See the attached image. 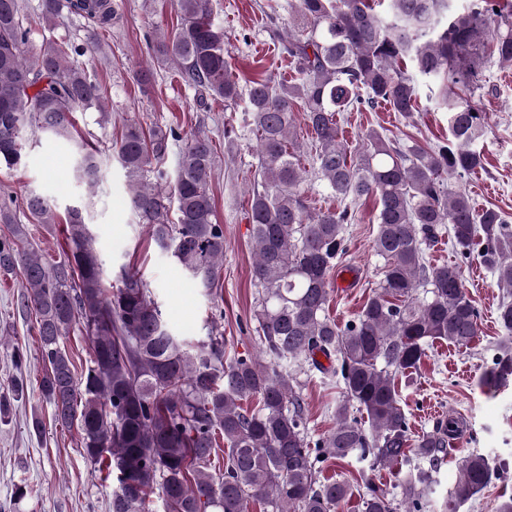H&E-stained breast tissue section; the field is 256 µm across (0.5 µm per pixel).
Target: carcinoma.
<instances>
[{"instance_id":"obj_1","label":"carcinoma","mask_w":512,"mask_h":512,"mask_svg":"<svg viewBox=\"0 0 512 512\" xmlns=\"http://www.w3.org/2000/svg\"><path fill=\"white\" fill-rule=\"evenodd\" d=\"M453 2L292 0L296 27L279 49L295 80L253 77L244 92L209 0H174L180 23L156 29L150 40L152 58L174 64L198 98L234 104L246 95L258 141L249 212L259 288L253 316L262 353L286 363L284 372L272 373L249 355L227 357L213 319L199 339L173 333L148 285L130 269L121 270L118 287H106L86 206L67 209V250L46 261L25 225L15 223L13 201L0 200V223L11 232L0 239V271L21 269L28 288L22 311L35 320L40 396L54 424L77 425L85 459L112 475L109 512H247L252 502L267 512H338L354 485L321 473L324 463L349 456L372 471L418 462L398 496L361 477L362 512H428L434 473L463 426L444 418L412 439L396 377L415 373L434 342L468 347L479 331L461 267L431 266L424 257L423 241L444 227L464 256L481 243L480 260L503 288V336L481 383L496 391L512 379V223L495 209L475 210L466 191L449 183L483 167L472 144L483 135L485 115L464 97L477 89L482 57L512 65V9L501 0H472L455 12ZM64 8L104 31L118 15L116 0H41V19ZM91 48L69 40L30 45L19 0H0V167L23 163L16 131L32 124L68 140L74 113L102 107L99 85L75 61ZM419 77L428 98L448 113L451 140L401 145L372 132L350 157L337 115L383 104L407 117L416 108ZM298 104L316 174L330 194L378 200L374 250L384 260L383 278L343 327L327 315L328 285L344 252L343 225L353 216L346 208L310 209L294 135ZM180 140L173 128L130 121L114 157L138 223L215 302L224 227L210 193L214 144L200 134L184 141L168 186L162 164ZM101 172L99 152L78 146L74 178L92 189ZM24 204L35 223H56V207L44 195L32 192ZM76 325L88 340L90 365L81 375L63 342ZM322 357L337 362L342 400L336 426L312 445L298 374L327 370ZM26 395L24 380H14L11 395L0 397L1 422ZM493 472L480 453L462 459L448 512L479 497Z\"/></svg>"}]
</instances>
